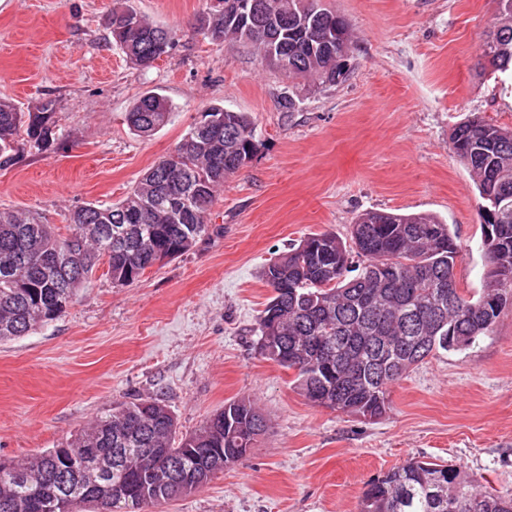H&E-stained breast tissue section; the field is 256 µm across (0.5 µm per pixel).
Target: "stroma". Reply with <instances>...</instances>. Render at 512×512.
<instances>
[{
	"mask_svg": "<svg viewBox=\"0 0 512 512\" xmlns=\"http://www.w3.org/2000/svg\"><path fill=\"white\" fill-rule=\"evenodd\" d=\"M113 3L0 0V97L24 111L56 100L66 140L0 170V208L60 225L75 207L119 202L212 104L248 113L257 151L225 180L189 251L128 287L99 266L61 317L0 343V460L57 447L140 398L161 400L182 433L249 398L267 429L248 456L146 512H359L371 480L412 460L512 489V308L473 346L392 385L375 420L309 403L254 331L271 294L263 266L313 232L348 238L366 210L437 215L461 246L459 288L482 291L481 199L451 134L474 120L512 128V74L481 53L498 0H328L352 34L333 84L197 35L210 0H131L176 34L153 68H135L107 29ZM150 92L173 112L142 138L125 114Z\"/></svg>",
	"mask_w": 512,
	"mask_h": 512,
	"instance_id": "stroma-1",
	"label": "stroma"
}]
</instances>
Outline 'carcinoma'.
I'll return each mask as SVG.
<instances>
[{
	"instance_id": "obj_1",
	"label": "carcinoma",
	"mask_w": 512,
	"mask_h": 512,
	"mask_svg": "<svg viewBox=\"0 0 512 512\" xmlns=\"http://www.w3.org/2000/svg\"><path fill=\"white\" fill-rule=\"evenodd\" d=\"M224 2L215 0L196 16L194 29L203 38L249 42L262 60L274 49L293 79L334 83L343 74L336 40L348 46L351 34L325 0H267L282 20L250 33L248 24L236 26L224 14ZM499 14L482 52L506 72L512 69V0H499ZM108 29L141 69L153 67L175 45L173 31L125 0L112 8ZM56 110L53 99L21 112L0 98V169L14 165L27 148L51 154L63 146ZM171 114L164 96L147 93L126 113V122L145 137ZM451 140L500 227L499 236L484 243L489 271L477 298L458 288L456 237L429 213L368 210L351 225L350 242L331 232L311 233L264 267L272 296L257 320L260 353L293 371L294 387L311 404L379 418L390 409L394 383L430 356L471 346L512 306V130L473 121L457 126ZM255 151L250 118L211 105L125 199L71 210L66 236L36 214L0 209V342L59 318L102 264L113 285L128 286L157 261L187 252L207 234L217 190ZM113 225L125 226L128 234L94 239L96 227ZM355 256L361 262L354 263ZM284 350L286 364L279 358ZM266 427L246 398L224 403L182 436L159 401L131 402L97 417L62 447L83 449L88 471L101 458L115 457L141 469L137 479L113 473L100 489L74 479L69 458L51 448L31 461L0 463V512H145L173 500L174 481L166 465H152L148 449L195 471L207 465L198 449L208 448L227 467L255 447ZM360 512H512V490L478 491L457 466L415 460L369 483Z\"/></svg>"
}]
</instances>
